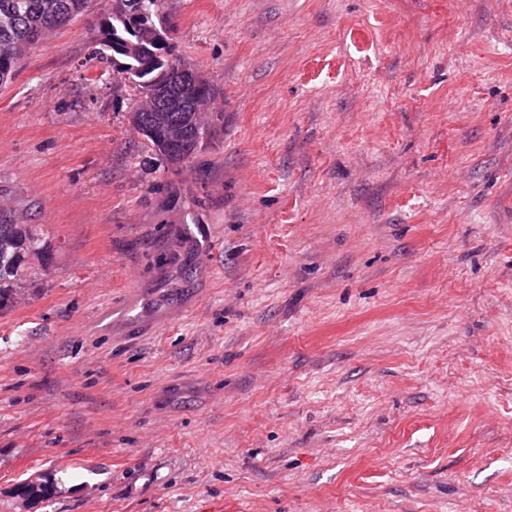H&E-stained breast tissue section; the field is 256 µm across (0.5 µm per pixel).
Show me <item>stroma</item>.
<instances>
[{
	"label": "stroma",
	"instance_id": "obj_1",
	"mask_svg": "<svg viewBox=\"0 0 512 512\" xmlns=\"http://www.w3.org/2000/svg\"><path fill=\"white\" fill-rule=\"evenodd\" d=\"M103 5L0 86V512H512V0H162L182 167ZM121 1L122 7L112 10V2ZM160 0H112L109 2V9L112 14L108 17V30L106 38L99 43V48L95 51L97 58L108 60L112 57V63H115V56L123 57L127 66L123 70L127 72V79L135 86L138 91L139 102L145 109H151L153 102L149 99L156 79L166 70L172 68L176 63L169 46L164 38L161 47L158 41H152L143 32H140L138 25L146 22L153 23L152 18L157 15ZM154 24V23H153ZM155 25V24H154ZM134 47H130L131 45ZM177 74L188 73L191 76L192 84L184 82L180 88L175 78H165L155 86L153 94L155 105L150 112H143L141 105L135 104L129 112L131 123H135L137 112V126L152 124L155 130L151 128H140V135L145 139L146 145L151 151L162 153L158 149V142L171 139L172 143L167 149L165 156L168 162L173 166L182 165L180 158L186 159L185 163H190L195 157L198 147L196 145L197 133H208L211 137L214 133L212 124L209 122L208 114H212L205 109L206 117L199 119L195 113L200 112L205 107L202 105L203 97H199L198 88L204 83L203 75L198 74L188 67H175ZM149 99V100H148ZM182 108V112H174ZM165 113L168 117V124L159 125L155 123V116L158 113ZM173 158H171V157ZM178 158V159H175ZM49 236L35 224H17L0 211V310L15 300L25 271L46 270L52 263Z\"/></svg>",
	"mask_w": 512,
	"mask_h": 512
}]
</instances>
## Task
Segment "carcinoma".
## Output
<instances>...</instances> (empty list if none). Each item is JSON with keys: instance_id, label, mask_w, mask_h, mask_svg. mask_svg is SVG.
Here are the masks:
<instances>
[{"instance_id": "carcinoma-1", "label": "carcinoma", "mask_w": 512, "mask_h": 512, "mask_svg": "<svg viewBox=\"0 0 512 512\" xmlns=\"http://www.w3.org/2000/svg\"><path fill=\"white\" fill-rule=\"evenodd\" d=\"M83 9L84 0H0V85L15 78L20 62L46 33L57 28L51 17L68 5ZM122 7L108 17L106 38L99 43L96 55L100 59L121 56L126 60L124 71L138 91L146 111L137 113V126H155V138L146 140L151 151L158 143L170 139L169 156L191 162L198 146L197 134H213L209 118L200 119L192 112H169L168 123H155L156 113L150 111V94L156 79L173 67V57L167 43H158L140 32L138 25L152 23L160 0H121ZM52 263L49 236L35 224H17L0 212V310L15 300L25 271L33 267L46 270ZM53 484L30 482L23 492L30 499H43L52 494Z\"/></svg>"}]
</instances>
